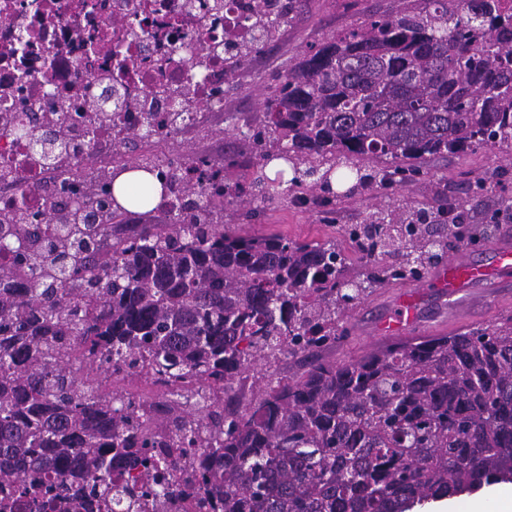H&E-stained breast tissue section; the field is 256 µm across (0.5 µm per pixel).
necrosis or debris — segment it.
I'll return each mask as SVG.
<instances>
[{"label": "necrosis or debris", "instance_id": "obj_1", "mask_svg": "<svg viewBox=\"0 0 512 512\" xmlns=\"http://www.w3.org/2000/svg\"><path fill=\"white\" fill-rule=\"evenodd\" d=\"M223 42V27L212 26L200 0H0V116L20 112L22 84L35 109L53 96L78 106L105 99L117 55L129 65L123 85L154 111L174 112L162 92L181 86L190 58ZM78 139L72 173L84 174L93 160L111 166V132ZM61 176L0 129V203L22 198L40 210Z\"/></svg>", "mask_w": 512, "mask_h": 512}]
</instances>
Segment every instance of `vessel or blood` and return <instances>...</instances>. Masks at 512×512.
I'll return each instance as SVG.
<instances>
[{
    "label": "vessel or blood",
    "mask_w": 512,
    "mask_h": 512,
    "mask_svg": "<svg viewBox=\"0 0 512 512\" xmlns=\"http://www.w3.org/2000/svg\"><path fill=\"white\" fill-rule=\"evenodd\" d=\"M485 260L473 259L469 249H461L436 269L427 285L448 297L449 311H457L456 297L469 294L472 302L492 304L512 296V244L496 242L487 248ZM419 287L406 289L395 298L390 310L373 324L376 336H409L418 330Z\"/></svg>",
    "instance_id": "vessel-or-blood-1"
}]
</instances>
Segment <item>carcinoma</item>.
Instances as JSON below:
<instances>
[{
	"label": "carcinoma",
	"mask_w": 512,
	"mask_h": 512,
	"mask_svg": "<svg viewBox=\"0 0 512 512\" xmlns=\"http://www.w3.org/2000/svg\"><path fill=\"white\" fill-rule=\"evenodd\" d=\"M256 4L242 62L293 20ZM248 130L264 158L329 190L340 166L385 164L404 185L426 156L512 149V7L505 0H422L371 15L312 45L262 101ZM71 112L36 119L42 155L65 163ZM145 112L127 143L155 136ZM164 224H140L101 249L126 210L114 172L67 177L40 214L0 208V512H152L177 497L207 512H413L429 500L512 483V316L440 336L395 338L341 362L319 351L348 337L351 313L377 288L477 240L453 205L426 224L401 206L350 227L363 264L336 243L224 231V200L266 195L263 174L229 188L209 158ZM297 368L274 379L277 361ZM135 376L176 412L102 391Z\"/></svg>",
	"instance_id": "cac0c4a2"
}]
</instances>
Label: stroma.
I'll list each match as a JSON object with an SVG mask.
<instances>
[{"label":"stroma","mask_w":512,"mask_h":512,"mask_svg":"<svg viewBox=\"0 0 512 512\" xmlns=\"http://www.w3.org/2000/svg\"><path fill=\"white\" fill-rule=\"evenodd\" d=\"M419 3L420 0H304L294 20L279 28L268 48L231 72L224 86L223 122L202 117L187 134L171 139L167 152L223 161L224 178L230 183L252 175L260 159L242 133L260 125L262 99L284 80L306 47L360 25L371 14H391L401 8H415ZM419 166L423 177L395 191L374 184L352 191L340 186L331 197L317 190L230 203L224 207V228L232 233H277L307 242L333 240L346 249L350 243L344 236L345 229L366 223L372 214L388 206L405 202L436 211L458 200L463 204L467 223L483 224L494 214L498 217V236L512 237V218L497 214L502 200H512V152L482 148L448 159L426 157ZM485 174L490 175L491 181L478 197L460 196L465 183ZM385 293V288H378L358 306L350 318L348 338L328 351V359L348 360L384 345V338L367 337L364 331L383 313Z\"/></svg>","instance_id":"obj_1"}]
</instances>
